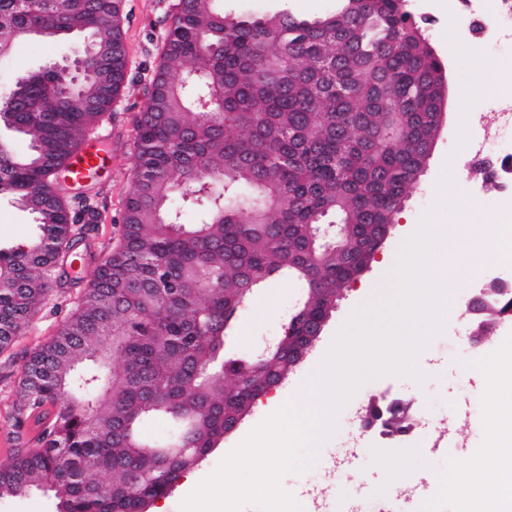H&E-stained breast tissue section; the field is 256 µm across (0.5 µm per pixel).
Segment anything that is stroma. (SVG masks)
Listing matches in <instances>:
<instances>
[{"mask_svg": "<svg viewBox=\"0 0 512 512\" xmlns=\"http://www.w3.org/2000/svg\"><path fill=\"white\" fill-rule=\"evenodd\" d=\"M174 2L123 0L128 82L114 112L99 126V135L93 141L105 164L90 181L63 184L67 195L87 198L99 220L84 228L85 243L71 269L78 276V283L53 289L29 327L0 351V461L5 460L12 446L10 413L24 363L56 335L61 322L76 307L98 263L119 243L126 199L133 187L132 118L145 100L144 91L162 51ZM333 6L334 0H224L225 11L233 14L264 15L285 8L309 19L325 16ZM410 9L431 45L445 60L448 73V107L425 171L405 200L389 243L370 270L343 291L304 361L273 390L271 399L263 398L253 405L239 427L189 471L187 480L198 483L209 476L270 415L271 402L299 404L315 399V391L302 387L307 372L327 355L336 334L354 312L394 299V289L379 290L375 284L385 258L402 253L409 235L421 222L467 224L474 229L486 222L471 203L470 195L478 182L476 175L464 166L463 156L472 145L471 114L492 111L494 99L506 87L492 76L482 85L471 84L472 70L485 63L486 58L470 53L466 41L448 20L446 0H410ZM62 56L60 44L54 41L39 37L20 40L9 58L0 63V93L7 91L16 73L35 70ZM451 183L456 186L452 192L447 189ZM35 232L28 212L10 195H0V245L26 243ZM300 297V288L290 281H275L256 291L240 314L232 347L239 352L256 353L275 341ZM423 332L427 343L413 357L419 378L383 375L363 383L351 398L352 404L365 405L375 399L400 397L409 401L427 396L430 407L413 412L417 444L383 446L377 431H363L357 420H347L323 442L318 462L310 472L282 478L285 490L295 494L304 488L321 487L331 503L358 502L364 512H393L395 494L403 478L428 474L436 479L451 471L465 480L478 456L491 455L490 428L507 405L500 392L479 394L473 373L464 371L463 366L486 355L501 359L500 374L512 375V328H497L473 348L457 335L454 314L447 308L439 326L424 327ZM187 480L178 481L167 497L159 499L162 512H180Z\"/></svg>", "mask_w": 512, "mask_h": 512, "instance_id": "obj_1", "label": "stroma"}]
</instances>
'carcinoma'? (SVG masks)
I'll return each mask as SVG.
<instances>
[{
	"mask_svg": "<svg viewBox=\"0 0 512 512\" xmlns=\"http://www.w3.org/2000/svg\"><path fill=\"white\" fill-rule=\"evenodd\" d=\"M220 0H183L136 113L133 190L117 247L96 267L55 337L22 368L12 416L16 452L0 462V499L48 490L56 512H135L170 494L224 438V421L252 408L258 357L230 348L254 292L294 282L298 311L367 268L381 228L395 223L425 170L446 73L408 0H335L306 19L290 12L231 15ZM122 0H0V61L30 33L62 31L104 43L69 94L50 74L23 98L0 95L30 150H0V194L27 204L26 247L0 246V350L65 286L66 256L92 212L74 207L65 163L112 110L126 82ZM222 92L219 118L198 95ZM201 219L182 223L181 210ZM347 225L343 254L312 252ZM288 377V345L263 357ZM155 422L169 433H148ZM144 448H182L166 467Z\"/></svg>",
	"mask_w": 512,
	"mask_h": 512,
	"instance_id": "1",
	"label": "carcinoma"
}]
</instances>
